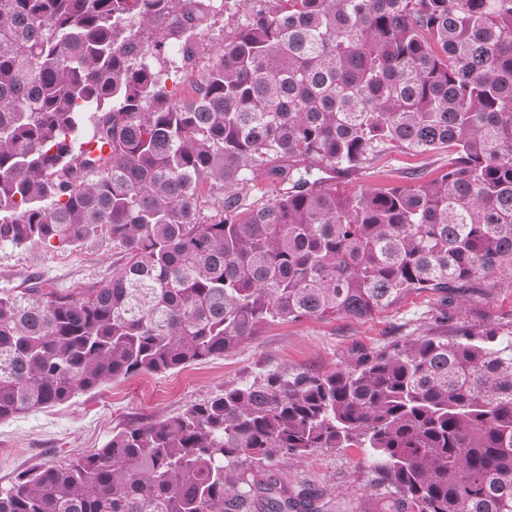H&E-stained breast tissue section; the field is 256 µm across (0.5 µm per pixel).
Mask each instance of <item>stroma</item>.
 Here are the masks:
<instances>
[{
	"mask_svg": "<svg viewBox=\"0 0 512 512\" xmlns=\"http://www.w3.org/2000/svg\"><path fill=\"white\" fill-rule=\"evenodd\" d=\"M265 0H241L199 33L210 49L231 40L249 14ZM448 169L444 151L411 155L382 151L367 168L333 174L329 184L342 193L434 178ZM122 262L109 238L55 249L40 244L0 245V290L31 283L68 291L94 288L111 279ZM494 328L512 334V275L491 274L462 288L453 306L428 292L410 293L388 308L363 318H311L270 325L235 351L163 374L120 378L65 404L0 422V488L28 470L68 455L104 447L113 432L149 425L178 414L191 403L270 371L318 374L391 352L416 336L455 338L463 332ZM288 482L305 481L321 493L330 512H380L385 491L361 448H320L274 467Z\"/></svg>",
	"mask_w": 512,
	"mask_h": 512,
	"instance_id": "1",
	"label": "stroma"
}]
</instances>
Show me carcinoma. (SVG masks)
Returning <instances> with one entry per match:
<instances>
[{
    "label": "carcinoma",
    "mask_w": 512,
    "mask_h": 512,
    "mask_svg": "<svg viewBox=\"0 0 512 512\" xmlns=\"http://www.w3.org/2000/svg\"><path fill=\"white\" fill-rule=\"evenodd\" d=\"M215 2L0 0V243L106 236L123 258L97 288L0 292V422L512 274V0H278L175 101ZM385 147L448 172L327 186ZM317 448L368 449L384 512H512V337L228 386L20 475L0 512H323L251 469Z\"/></svg>",
    "instance_id": "cac0c4a2"
}]
</instances>
